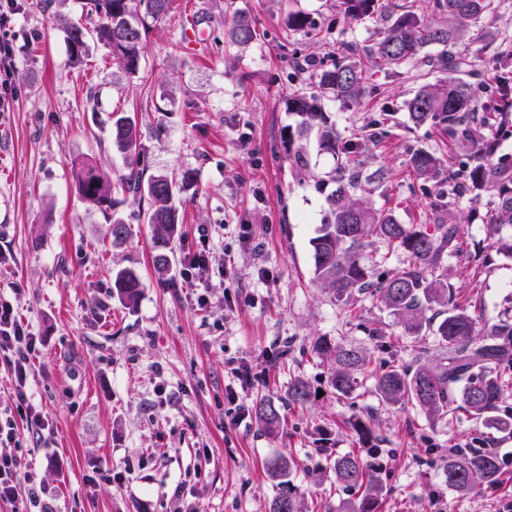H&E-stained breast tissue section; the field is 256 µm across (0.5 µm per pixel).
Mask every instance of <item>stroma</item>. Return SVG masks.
I'll use <instances>...</instances> for the list:
<instances>
[{
    "mask_svg": "<svg viewBox=\"0 0 512 512\" xmlns=\"http://www.w3.org/2000/svg\"><path fill=\"white\" fill-rule=\"evenodd\" d=\"M84 2L19 0L0 21V36L12 43L10 64L0 65V201L9 204L0 209V252L9 257L0 292L16 299L41 340L29 394L51 431L23 432L20 451L55 512H269L277 492L269 467L281 455L300 466L294 483L305 512H339L349 494L332 462L366 445L350 425L355 416L383 450L381 512H512V435L496 437L507 461L498 484L449 489L435 449L471 442L484 427L458 412L431 421L414 406H386L369 378L356 398H338L329 364L311 352L320 337L370 350L377 363H408L421 348L431 358L439 352L434 337L406 335L379 302L359 295L339 305L313 282L310 240L326 208L317 182L333 161L310 140L309 166L299 171L288 152L297 118L286 96L308 89L342 46H371L380 16L338 24L341 0H174L167 19L150 28L131 76L96 43L82 66L72 64L55 19L91 27ZM293 11L307 15L308 28L288 30ZM238 14L256 23L250 44L229 38ZM192 24L204 36L195 50L185 41ZM505 35L512 37V0H498L458 50L489 73L491 45ZM364 65L359 102L346 108L327 98L323 110L347 140L377 125L379 137L362 155L364 175L385 172L367 185L373 203L399 223H432L434 197L411 176L409 151L464 153L431 125L408 126L405 101L435 74L416 61L395 70L368 57ZM119 112L137 119L145 176L195 177L180 198L181 236L163 279L147 203L116 194L113 212L130 237L114 247L104 217L73 184L78 160L114 179L126 173L112 147ZM492 207V196L467 191L447 206L467 236L464 251L448 258V279L490 323L512 317V257L488 233ZM243 224L252 233L246 244L238 240ZM203 230L213 259L186 269ZM121 268L135 269L143 283L132 308L112 295ZM374 329L386 352L376 351ZM235 361L247 363L256 382L235 380ZM297 379L316 392L302 407L287 399ZM263 398L280 408L276 432L255 415Z\"/></svg>",
    "mask_w": 512,
    "mask_h": 512,
    "instance_id": "1",
    "label": "stroma"
}]
</instances>
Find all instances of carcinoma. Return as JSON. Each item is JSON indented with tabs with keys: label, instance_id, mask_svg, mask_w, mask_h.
<instances>
[{
	"label": "carcinoma",
	"instance_id": "cac0c4a2",
	"mask_svg": "<svg viewBox=\"0 0 512 512\" xmlns=\"http://www.w3.org/2000/svg\"><path fill=\"white\" fill-rule=\"evenodd\" d=\"M172 0H88V12L95 16L93 27H80L66 19L64 28L73 64L82 63L88 41L102 45L124 72L135 74L140 67L148 25L164 20ZM341 20L353 23L376 12L387 16L367 54L399 67L417 57L428 46L441 51L425 58L424 65L438 73L433 82L422 85L405 102L410 121L436 127L452 142L467 148L466 160L455 163L423 148L411 151L409 164L416 179L441 188L435 210L446 206L445 198L456 196L460 185L477 194L495 198L488 216V230L497 249L512 256V168L496 158L494 131L512 125V39L504 37L493 44L495 101L478 106L479 86L458 76L462 61L454 48L468 32L478 27L494 11V0H435L444 22H433L393 0H342ZM232 41L247 45L257 37L254 23L245 16L233 19L229 29ZM343 58L322 71L312 90L288 97V109L301 118L296 134L302 137L315 131L318 151L335 161L329 183L319 185L327 191L326 210L310 240L312 280L331 293L336 302L346 304L354 295H364L383 304L412 336L427 333L438 339L435 359L416 357L411 365L384 366L374 377L379 400L390 407L411 404L426 418L437 420L450 412H463L466 420L479 423L497 433L512 434V412L500 414V402L507 381H512V318L489 324L482 321L475 302L457 298L448 283L445 258L461 252L462 225L437 218L433 224H401L392 210L375 206L362 185L360 156L364 143L346 141L322 112L321 101L333 95L346 107L356 104L362 94L365 71L355 49H342ZM137 122L122 114L112 121V147L126 159L137 154ZM72 178L80 198L104 215L112 211V193L147 196L146 212L150 225L153 264L161 276L173 268L174 244L180 237L182 219L175 197L195 185L193 173L179 179L164 175L143 180V171L128 165V172L117 182L91 162L72 165ZM112 244L120 245L130 234L129 225L112 219L109 227ZM373 237L403 249L409 258L404 266L380 271L361 261L363 250ZM142 281L136 270L123 268L112 275V295L126 306L136 305ZM312 352L330 365L329 384L336 396L352 399L362 386L361 376L370 363L369 353L359 347H346L320 337ZM312 396L310 386L297 379L288 386V404L303 406ZM256 416L270 432L281 422L278 408L270 399H261ZM488 436L481 447H453L439 455L446 486L468 493L480 486L495 484L504 460L491 447ZM373 445L365 453L348 452L336 456L333 473L336 482L356 493L342 503L339 512H379L382 481L369 459L382 453ZM293 458L278 457L270 468L277 480L278 493L270 512H303L296 486L290 476Z\"/></svg>",
	"mask_w": 512,
	"mask_h": 512
}]
</instances>
